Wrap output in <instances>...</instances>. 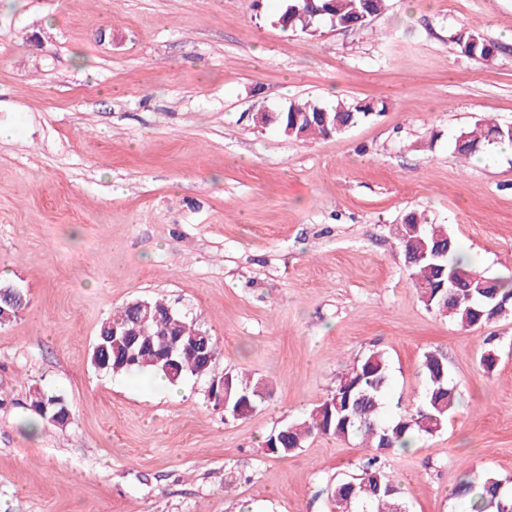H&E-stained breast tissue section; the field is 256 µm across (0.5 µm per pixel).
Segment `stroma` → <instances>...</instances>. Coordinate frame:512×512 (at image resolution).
<instances>
[{"instance_id":"obj_1","label":"stroma","mask_w":512,"mask_h":512,"mask_svg":"<svg viewBox=\"0 0 512 512\" xmlns=\"http://www.w3.org/2000/svg\"><path fill=\"white\" fill-rule=\"evenodd\" d=\"M281 4L0 0V281L28 299L0 326V512H333L359 438L285 457L265 440L372 349L389 404H418L433 349L459 398L443 432L385 460L409 512H468L450 492L472 470L512 479V317L435 316L395 236L416 212L486 275H512V153L453 145L480 118L512 123V0H389L314 37L283 28ZM465 28L498 44L489 65L462 51ZM299 98L385 109L327 137L255 126ZM147 297L217 339L216 373L271 395L231 421L208 378L176 397L97 370L101 321ZM34 383L71 424L27 431Z\"/></svg>"}]
</instances>
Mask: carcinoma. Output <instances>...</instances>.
Returning a JSON list of instances; mask_svg holds the SVG:
<instances>
[{
  "label": "carcinoma",
  "mask_w": 512,
  "mask_h": 512,
  "mask_svg": "<svg viewBox=\"0 0 512 512\" xmlns=\"http://www.w3.org/2000/svg\"><path fill=\"white\" fill-rule=\"evenodd\" d=\"M330 12L313 15L309 10L296 9L297 0H286L288 27L313 36L324 23L338 28L357 26L360 15H378L386 0H330ZM467 54L475 62L485 64L498 46L486 40L476 30L468 32L464 40ZM384 102L340 100L323 105L317 101L294 102L277 114L272 123L282 135L304 138L339 134L362 120L370 113H380ZM512 145V127L496 121L478 120L474 128L462 131L455 139V147L462 157H470L483 146ZM399 244L403 250L409 278L419 299L427 310L454 322L463 329L477 327L512 316V277H488L473 269L460 255L454 238L443 224L429 223L414 213L406 216L397 227ZM148 302L159 318L140 322L135 311L126 303L113 309L112 314L99 326L109 331L119 325L159 348L160 339L173 331L191 341L202 332L194 321L185 316L178 323L167 319L170 305L157 298ZM487 348L480 355L484 371L494 370L497 354L491 347V338L483 340ZM110 364L120 366L119 372H148L162 374L171 382L184 377L209 376L212 368L204 367L197 357L186 352L178 359L176 371H168L161 363H153V352L147 351L137 359L126 361V348L106 342ZM424 388L420 403L411 410L398 409L385 414L390 381L389 362L384 352L372 350L338 378L335 388L316 405L301 422L288 423L267 436L265 444L274 446L273 455L285 457L303 447L312 436H330L336 439L361 438L368 449L359 466L357 482L364 480L373 485L370 492L357 494L348 485L350 479H341L329 487L328 494L336 512H395L401 505L399 487L385 470L384 458L402 449L417 438L433 437L445 429L448 418L458 406L455 387L448 378V366L443 354L429 351L421 362ZM225 390L229 392L226 416L246 419L251 412L236 417L231 414L239 396L248 394L253 406H258L269 392V384L262 377H242L226 372L223 375ZM58 395L36 384L28 386L25 407L41 421H46L40 407L43 401ZM451 496L468 503L470 512H512V482L491 472L478 478L464 477L453 489Z\"/></svg>",
  "instance_id": "obj_1"
}]
</instances>
